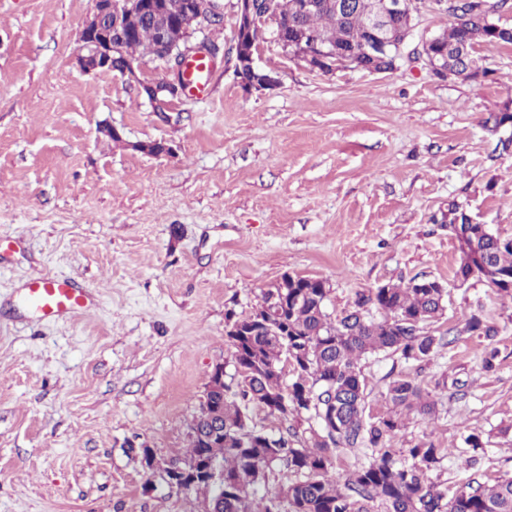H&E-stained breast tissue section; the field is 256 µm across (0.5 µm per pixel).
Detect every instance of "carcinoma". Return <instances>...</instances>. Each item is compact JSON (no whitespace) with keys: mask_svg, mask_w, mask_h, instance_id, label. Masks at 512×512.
Returning a JSON list of instances; mask_svg holds the SVG:
<instances>
[{"mask_svg":"<svg viewBox=\"0 0 512 512\" xmlns=\"http://www.w3.org/2000/svg\"><path fill=\"white\" fill-rule=\"evenodd\" d=\"M348 13L321 7L298 23L321 41L362 46L366 17L377 0H352ZM454 23L443 30L437 48L448 56L454 75L467 71L453 55L468 44L488 47L512 44L511 38L483 39L482 13L472 4L445 10ZM128 52L153 58L154 27L139 21L130 29ZM466 244L458 245L457 277L475 275L512 298V236L487 233L469 225ZM423 279L388 284L356 294L351 308L337 316L327 310L331 285L317 279L301 287L288 281L261 291L256 307L270 297L286 303L279 318L247 336L227 337L234 373L225 374L224 390L211 393L213 404L200 406L189 424L188 449L181 462L212 463L224 470V508L220 512H512V477L489 483H467L452 498L431 474L440 470L447 449L417 440L407 448L391 440L410 415L432 416L436 403L421 383L398 374L386 384L389 410L368 411L363 361L385 353L406 361L428 363L463 333L477 332L488 340L482 369L496 368L493 341L498 328L471 314L451 338L431 329L445 311V289L425 288ZM291 366L287 383L283 369ZM262 411L289 427L273 434L252 424ZM219 421L223 433L212 441L200 432ZM306 427H301V423ZM371 451L368 461L353 469L343 466L349 454ZM282 474L273 493L259 494L270 477Z\"/></svg>","mask_w":512,"mask_h":512,"instance_id":"carcinoma-1","label":"carcinoma"}]
</instances>
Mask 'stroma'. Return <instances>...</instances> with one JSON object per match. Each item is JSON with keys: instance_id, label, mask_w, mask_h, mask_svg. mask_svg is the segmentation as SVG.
I'll return each instance as SVG.
<instances>
[{"instance_id": "stroma-1", "label": "stroma", "mask_w": 512, "mask_h": 512, "mask_svg": "<svg viewBox=\"0 0 512 512\" xmlns=\"http://www.w3.org/2000/svg\"><path fill=\"white\" fill-rule=\"evenodd\" d=\"M92 0H0V512H202L203 497L147 472L128 442L184 457L229 320L283 275L329 280L328 309L416 277L442 282L445 331L478 312L499 328L498 367L463 335L430 363L370 357L372 413L408 374L437 403L393 441L446 448L440 480L512 476V300L459 283L448 204L512 235V126L485 121L512 101V44L478 47L484 76L436 78L414 59L452 19L421 0L392 71L310 69L279 46L258 64L279 84L247 91L234 56L207 97L152 111L114 74L72 59ZM116 126L106 142L97 128ZM163 140L152 157L138 141ZM74 276L86 313L47 322L22 307L30 280ZM464 382L463 393L448 383ZM486 440L471 467L464 439Z\"/></svg>"}]
</instances>
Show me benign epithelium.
I'll return each mask as SVG.
<instances>
[{
  "mask_svg": "<svg viewBox=\"0 0 512 512\" xmlns=\"http://www.w3.org/2000/svg\"><path fill=\"white\" fill-rule=\"evenodd\" d=\"M160 4L161 0H93V7L78 33V52L74 57L76 67L85 74L112 71L113 56L125 54L123 22L138 15L154 14ZM319 6L320 0H237L234 47L242 48V34L255 25L264 24L270 28L273 43L289 56L307 62L312 70L318 69L317 63L329 61L333 64H354L358 69L373 72L375 68L367 65L365 59L388 56L395 61L403 56L406 39L399 37L398 29L402 22L406 29L413 28L414 0H378L366 23L367 39L359 49L323 44L296 25L291 39L285 38V24ZM174 22L187 30L190 39L183 47L170 42L167 15L162 13L158 16L156 35L162 49L161 60L165 62L169 75L164 84L151 83L144 77L145 62L141 60H127L122 71V78L137 88L155 112L167 110L174 99L183 95L186 58L204 57L210 64H215L219 49L206 32L224 26V0H185ZM435 41L434 36L423 39L417 55L435 77L446 80L448 58L438 57L429 50ZM240 63L257 75L252 81H244L245 86L262 90L277 84L274 76L257 65V52L244 51ZM132 148L155 157L171 153V147L158 140L136 142ZM143 464L147 470L160 474L171 488L185 490L196 477L195 470L159 460L150 451L143 456Z\"/></svg>",
  "mask_w": 512,
  "mask_h": 512,
  "instance_id": "benign-epithelium-1",
  "label": "benign epithelium"
}]
</instances>
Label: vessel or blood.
<instances>
[{"mask_svg": "<svg viewBox=\"0 0 512 512\" xmlns=\"http://www.w3.org/2000/svg\"><path fill=\"white\" fill-rule=\"evenodd\" d=\"M210 75L208 62L201 58L190 59L185 66V76L190 89L200 91ZM29 307L44 320L60 321L86 311L91 296L70 277L37 279L27 284L24 292Z\"/></svg>", "mask_w": 512, "mask_h": 512, "instance_id": "vessel-or-blood-1", "label": "vessel or blood"}]
</instances>
